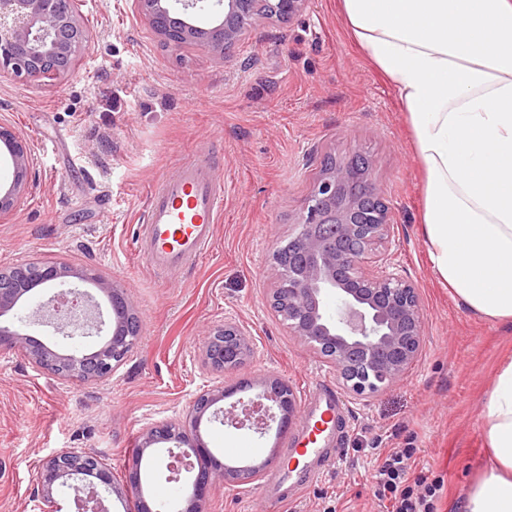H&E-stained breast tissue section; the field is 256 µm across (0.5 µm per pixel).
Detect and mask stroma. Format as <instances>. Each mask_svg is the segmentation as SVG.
Listing matches in <instances>:
<instances>
[{"mask_svg": "<svg viewBox=\"0 0 512 512\" xmlns=\"http://www.w3.org/2000/svg\"><path fill=\"white\" fill-rule=\"evenodd\" d=\"M92 33L89 51L60 78L0 77V123L14 126L32 157L14 214L0 219V270L50 259L126 290L142 335L107 379L57 378L0 349V512H40L43 460L76 448L95 453L126 486L131 442L146 427L185 417L215 374L203 365L208 328L233 320L253 353L225 384L275 377L305 410L311 383L335 373L269 305L271 255L285 244L324 153L372 162L399 241L398 259L420 290L425 342L406 376L365 403L342 397L346 443L321 478L285 503L262 492L263 475L213 486L203 512H385L371 492L379 452L417 449L443 479L437 512H461L486 460L483 400L512 356V321L494 322L454 297L426 250L424 176L397 95L360 52L338 0H313L286 22L254 26L228 54L169 51L131 0H74ZM201 147L224 183L214 246L172 279L139 251L147 194ZM208 447L246 464L280 450L282 436L203 424ZM165 448L144 459L154 498L180 496Z\"/></svg>", "mask_w": 512, "mask_h": 512, "instance_id": "obj_1", "label": "stroma"}]
</instances>
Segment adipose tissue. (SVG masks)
<instances>
[{"mask_svg": "<svg viewBox=\"0 0 512 512\" xmlns=\"http://www.w3.org/2000/svg\"><path fill=\"white\" fill-rule=\"evenodd\" d=\"M340 8L413 133L436 272L472 311L512 320V0H340ZM484 407L487 462L462 512H512V357Z\"/></svg>", "mask_w": 512, "mask_h": 512, "instance_id": "adipose-tissue-1", "label": "adipose tissue"}]
</instances>
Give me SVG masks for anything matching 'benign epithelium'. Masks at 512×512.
Wrapping results in <instances>:
<instances>
[{
	"mask_svg": "<svg viewBox=\"0 0 512 512\" xmlns=\"http://www.w3.org/2000/svg\"><path fill=\"white\" fill-rule=\"evenodd\" d=\"M169 0H132L164 45L177 52L190 45L220 53L247 37L248 28L268 20L291 19L310 0H224L218 25L204 29L176 17ZM91 33L72 0H0V75L60 77L70 73L78 50ZM0 143L7 149L13 180L0 192V218L14 211L28 182L31 155L22 139L0 123ZM370 163L362 154L326 162L316 173L284 246L272 254L274 288L270 305L288 325L290 335L308 344L335 372L344 392L354 401H366L400 381L417 362L425 340L423 305L417 285L396 260L398 240L383 191L369 178ZM86 275L60 263L30 268L27 278L14 281L0 270V346L21 352L34 366L55 376L91 383L109 377L138 342L139 325L126 293L100 279L97 286L110 303L108 320L84 312L73 321L44 318L43 310L16 321L8 318L35 284L64 287L70 278ZM336 298V313L324 302ZM52 322L65 337L90 335L107 329L100 347L91 352H60L27 333L30 325ZM203 364L218 374L216 385L200 394L183 422H165L145 429L139 457L130 475V489L141 493V460L147 449L170 444L179 456L198 469L186 486L180 512H200L209 488L217 483L253 475L268 464L232 466L219 459L201 439L204 415L234 427L245 425L263 434L272 418L270 404L278 406V426L296 414L293 390L278 378L255 385L242 413L237 405L220 406L234 389L224 388V374L238 369L252 353L251 332L232 321L211 328L204 342ZM101 491L91 512H109L104 500L120 494L111 467L98 455L77 449L47 458L38 477L36 497L43 512H54L55 494L84 485Z\"/></svg>",
	"mask_w": 512,
	"mask_h": 512,
	"instance_id": "7a95c632",
	"label": "benign epithelium"
}]
</instances>
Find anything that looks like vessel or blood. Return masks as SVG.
Masks as SVG:
<instances>
[{"instance_id": "1", "label": "vessel or blood", "mask_w": 512, "mask_h": 512, "mask_svg": "<svg viewBox=\"0 0 512 512\" xmlns=\"http://www.w3.org/2000/svg\"><path fill=\"white\" fill-rule=\"evenodd\" d=\"M224 212V185L206 157L185 163L154 184L148 194L140 247L150 268L167 275L189 268L208 253ZM346 423L335 390L316 384L300 428L286 432L280 462L267 475L264 492L287 500L289 490L312 485L324 460L343 442Z\"/></svg>"}]
</instances>
